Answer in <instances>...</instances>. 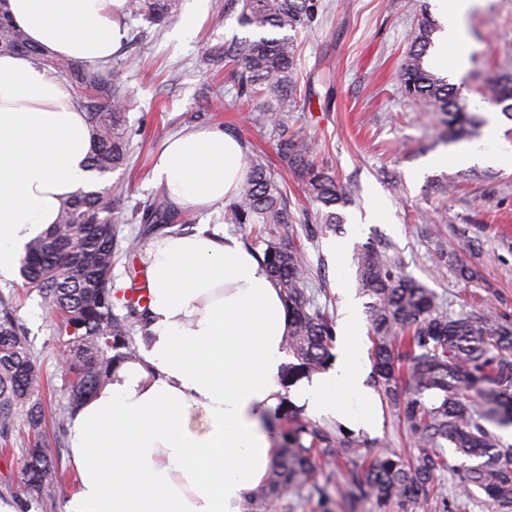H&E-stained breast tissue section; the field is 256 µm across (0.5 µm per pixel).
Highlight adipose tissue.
<instances>
[{"instance_id":"1","label":"adipose tissue","mask_w":512,"mask_h":512,"mask_svg":"<svg viewBox=\"0 0 512 512\" xmlns=\"http://www.w3.org/2000/svg\"><path fill=\"white\" fill-rule=\"evenodd\" d=\"M451 18L434 66L467 62L466 15L482 0H436ZM126 0H8L15 23L49 53L95 65L119 50ZM93 131L69 83L20 54L0 55V278L31 240L90 184ZM244 148L217 126L169 137L151 181L180 210L229 200L247 170ZM147 330L133 357L73 413L69 451L77 481L64 512H245L276 454L265 418L285 398L309 415L371 431L357 300L346 281L336 360L328 371L280 384L289 318L260 255L207 224L163 231L145 252Z\"/></svg>"}]
</instances>
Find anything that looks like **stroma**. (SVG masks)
Instances as JSON below:
<instances>
[{
	"instance_id": "obj_1",
	"label": "stroma",
	"mask_w": 512,
	"mask_h": 512,
	"mask_svg": "<svg viewBox=\"0 0 512 512\" xmlns=\"http://www.w3.org/2000/svg\"><path fill=\"white\" fill-rule=\"evenodd\" d=\"M324 21L300 31L294 90L288 102V124L310 140L316 160L327 163L347 203L336 229L311 234L295 226L309 268L306 294L314 304L337 316L336 281L341 272L356 276L355 265H341L330 255L328 241L366 246L400 260L404 273L431 288L448 313L493 310L512 316V166L451 161L458 141L447 138L437 112H428L406 97L398 78L409 50V33L420 0H323ZM240 11L214 12L205 7L192 37L173 38L175 21L152 24L125 16L127 37L122 51L109 60L120 73L129 103L130 133L127 166L99 178V186L119 194L124 219L117 226L118 246L141 236L150 243L137 218L149 205H165L151 184V169L165 139L176 132L218 125L238 137L248 155H261L268 171L287 193L292 210L308 208L293 173L280 162L271 127L249 121L251 106L237 94L234 63L218 57L225 42L249 36L238 23ZM470 53L463 70L439 69V76L459 88L470 112L495 120L502 143L512 146V118L500 106L485 102L487 85L501 74L512 75V0H489L464 22ZM452 184L451 194L441 185ZM384 215L357 225L375 201ZM173 226L223 225L226 233L246 246L264 251L266 237L253 225L231 224L226 206L211 213L173 210ZM473 267L478 277L462 281L456 265ZM0 299L12 305L27 346L44 381V438L60 472L65 475L55 496L19 502V512H63L77 474L67 458L70 421L67 388L70 379L59 357L62 342L35 289L20 275L0 281ZM380 428L369 435L352 431L363 455L384 452L403 456L415 448L384 400L376 402ZM269 512H371L364 502H350L336 469L321 467L312 482L289 489Z\"/></svg>"
}]
</instances>
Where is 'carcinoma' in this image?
Listing matches in <instances>:
<instances>
[{
  "label": "carcinoma",
  "instance_id": "obj_1",
  "mask_svg": "<svg viewBox=\"0 0 512 512\" xmlns=\"http://www.w3.org/2000/svg\"><path fill=\"white\" fill-rule=\"evenodd\" d=\"M179 0H127L125 11L159 24L177 10ZM320 0H243L238 22L257 33L255 39L224 45V60L235 71L240 96L265 98L258 111L277 129V154L292 167L315 212L304 220L339 224L336 206L345 192L329 170L315 164L308 141L288 125L284 104L296 46L287 31L310 29L320 21ZM438 23L426 11L417 20L410 48L400 67L406 94L431 112L444 115L451 139L478 124L459 90L424 66ZM26 53L70 81L79 93L77 103L87 113L95 135L90 169L103 176L127 164L129 142L124 123L127 104L106 67H86L79 61L49 56L31 45L12 20L6 0H0V54ZM488 96L512 112V78L500 76ZM249 176L229 206L233 224H265L277 241L267 243L264 265L282 289L290 329L285 339L289 365L281 383L325 369L335 336L329 315L310 305L305 296L306 260L292 238L296 218L288 196L271 180L262 161L249 159ZM121 220L112 187L79 190L62 205L58 223L25 248L19 272L28 287L38 291L47 311L57 315L58 335L67 337L62 368L71 374L68 410L72 411L104 385L114 368L130 359L131 334L146 333L144 312L134 299L126 301L127 315L114 313L112 265L116 228ZM360 288L370 296L374 387L407 427L417 455L404 458L391 452L366 461L355 442L339 428L296 418L288 411L284 446L275 457L264 488L246 505L260 512L270 498L306 481L317 470L318 457L346 461V494L359 493L386 512L394 501L412 512H430L436 473L448 468L445 447L476 465L458 472L455 495H482L495 512H512V448L503 447L486 424H512V319L491 312L452 316L438 297L404 274L385 254L362 248L356 255ZM76 327L69 333V327ZM39 368L26 337L8 304L0 301V437L8 441L18 416L28 427V448L21 469L23 494L43 499L54 495L59 481L55 460L40 438L45 420Z\"/></svg>",
  "mask_w": 512,
  "mask_h": 512
}]
</instances>
